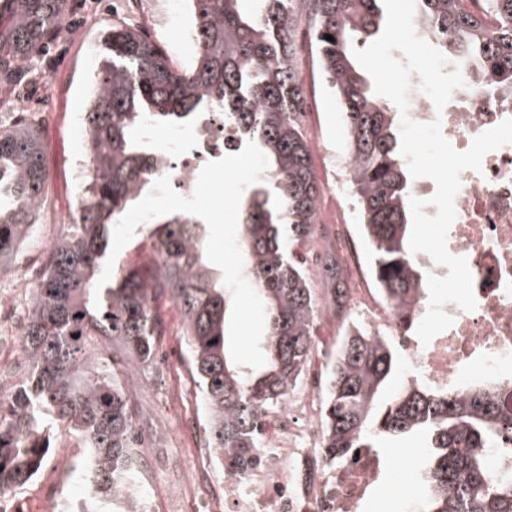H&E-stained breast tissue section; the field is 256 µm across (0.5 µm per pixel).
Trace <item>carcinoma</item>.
<instances>
[{"instance_id":"cac0c4a2","label":"carcinoma","mask_w":512,"mask_h":512,"mask_svg":"<svg viewBox=\"0 0 512 512\" xmlns=\"http://www.w3.org/2000/svg\"><path fill=\"white\" fill-rule=\"evenodd\" d=\"M69 0H0V75L15 84L59 34ZM194 45L177 65L132 28L114 24L94 73L82 123L90 171L73 223L49 247L20 339L23 375L0 401V497L44 468L55 433L76 440L89 495L76 512H148L136 467L143 431L118 344L148 366L163 333L154 302L169 298L182 317L185 359L195 380L208 447L227 474L265 447V419L305 377L313 356L319 299L302 248L319 233L320 186L302 125L300 34L308 32L343 117L349 184L370 246V273L410 332L429 297L428 271L409 249L410 197L400 154L398 113L374 92L352 46L384 22L382 0H184ZM416 31L460 63L483 94L512 102V0H416ZM331 35L333 40L325 39ZM220 112L234 134L254 142L269 165L241 210L244 270L265 307L260 370L232 364L226 351L230 290L206 256L207 226L178 212L152 219L154 273L112 271L96 289L112 225L168 166L142 134L146 121L184 124ZM47 180L39 132L26 123L0 130V274L13 269L40 214ZM328 303L346 305L336 263L324 262ZM401 363L390 338L350 326L325 363L324 444L335 459L356 448L414 437L426 464L416 512H512V461L491 451L512 433V416L493 384L436 389L407 377L384 395Z\"/></svg>"}]
</instances>
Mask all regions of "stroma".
I'll use <instances>...</instances> for the list:
<instances>
[{
  "label": "stroma",
  "instance_id": "35a3bbf8",
  "mask_svg": "<svg viewBox=\"0 0 512 512\" xmlns=\"http://www.w3.org/2000/svg\"><path fill=\"white\" fill-rule=\"evenodd\" d=\"M159 9L149 16L132 18L122 14L117 0H70L66 25L68 34L59 35L39 59L44 93L42 104L15 99L13 86L0 90V101L7 111L0 115V127L8 128L13 117L35 127L41 137L48 173L46 200L35 228L39 238L36 248L46 249L63 232L60 224L51 223L54 215H72L79 197V163L85 152L86 132L81 114L85 108L90 81L101 58V36L115 23H123L148 34L150 41L166 50H174L183 32L172 18L176 0H157ZM300 76L307 98L303 120L309 140L325 143L323 151L313 154L319 180V209L327 220L322 224L316 244L324 255L336 258L338 268H345L339 257L336 239L342 229L359 232L356 212L346 211L329 187L331 155L345 149L340 112L318 77L312 55H304ZM157 309L164 321V334L158 350L164 363L136 367L138 387L135 401L152 441L141 454L156 470L149 505L153 512H196L200 496L214 492L224 476L213 465L212 454L203 451L193 440L177 436L175 424L182 416L199 412L197 386L191 378L183 355L182 324L177 307L159 298ZM74 449H55L39 476L24 489L0 498V512H58L63 500L84 499L88 487L73 471L68 461ZM203 474L200 491H181L185 471Z\"/></svg>",
  "mask_w": 512,
  "mask_h": 512
}]
</instances>
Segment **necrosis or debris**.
I'll return each instance as SVG.
<instances>
[{
    "mask_svg": "<svg viewBox=\"0 0 512 512\" xmlns=\"http://www.w3.org/2000/svg\"><path fill=\"white\" fill-rule=\"evenodd\" d=\"M411 82V118L440 120L444 137L458 150L512 117V107L467 91L436 110L419 91V76ZM165 152L171 159L165 173L172 186L190 196L199 169L224 155L223 120L206 112L193 123L170 126ZM455 210L447 247L468 262L474 310L446 304L453 325L425 345L405 333L387 303L370 302L356 292L346 307L348 320L397 337L409 373L440 387L470 368L488 375L512 371V144L487 153L480 171L462 173ZM324 432L319 376L312 373L271 417L257 464L225 476L219 492L225 512H362L387 479L386 456L364 448L347 461H333L323 452Z\"/></svg>",
    "mask_w": 512,
    "mask_h": 512,
    "instance_id": "4bbe7bcc",
    "label": "necrosis or debris"
}]
</instances>
